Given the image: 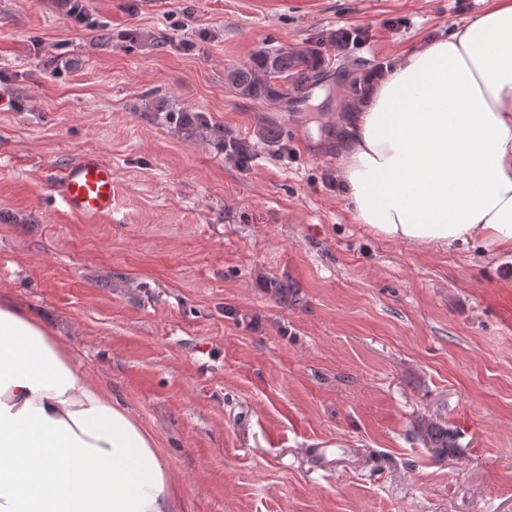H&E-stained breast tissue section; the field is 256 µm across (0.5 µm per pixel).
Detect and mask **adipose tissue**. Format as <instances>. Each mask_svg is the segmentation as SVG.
<instances>
[{
	"instance_id": "ef3b65f1",
	"label": "adipose tissue",
	"mask_w": 512,
	"mask_h": 512,
	"mask_svg": "<svg viewBox=\"0 0 512 512\" xmlns=\"http://www.w3.org/2000/svg\"><path fill=\"white\" fill-rule=\"evenodd\" d=\"M340 113L353 219L420 245L512 249V0L400 54ZM154 434L0 298V512H179Z\"/></svg>"
}]
</instances>
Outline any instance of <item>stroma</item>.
<instances>
[{"label":"stroma","instance_id":"35a3bbf8","mask_svg":"<svg viewBox=\"0 0 512 512\" xmlns=\"http://www.w3.org/2000/svg\"><path fill=\"white\" fill-rule=\"evenodd\" d=\"M490 3L0 0V296L155 435L182 512H512V251L372 235L324 88L283 109L224 83L280 47L369 75ZM88 151L114 172L94 221L53 186Z\"/></svg>","mask_w":512,"mask_h":512}]
</instances>
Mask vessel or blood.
Listing matches in <instances>:
<instances>
[{
  "label": "vessel or blood",
  "mask_w": 512,
  "mask_h": 512,
  "mask_svg": "<svg viewBox=\"0 0 512 512\" xmlns=\"http://www.w3.org/2000/svg\"><path fill=\"white\" fill-rule=\"evenodd\" d=\"M112 167L98 154L85 152L62 171L55 190L71 214L91 219L112 211Z\"/></svg>",
  "instance_id": "b4317fda"
}]
</instances>
